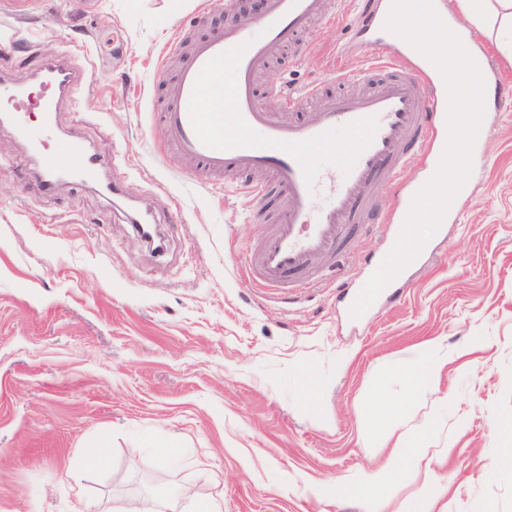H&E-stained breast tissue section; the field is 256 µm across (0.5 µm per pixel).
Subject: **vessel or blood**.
<instances>
[{"mask_svg":"<svg viewBox=\"0 0 512 512\" xmlns=\"http://www.w3.org/2000/svg\"><path fill=\"white\" fill-rule=\"evenodd\" d=\"M338 0H262L259 10L227 26L198 34L178 28L172 47L179 60L166 83L160 118L166 153L228 178L266 175L284 206L257 251L246 254L244 275L258 288H307L351 262V241L384 230L380 249L362 259L373 273L393 248L419 186L397 177L412 153L426 156L434 174L447 139V93L437 69L411 45L384 30L373 13L357 24L358 42L377 46L369 64L338 82L362 91L329 97L303 116L291 115L295 92L278 84L262 102L259 75L284 49L302 58V38L335 23ZM53 91L39 99L0 84V112H15L14 136L35 154L46 184L61 169L80 182L100 174L102 162L84 142L46 150L64 100L74 99L79 77L65 64L41 61ZM37 105L42 121L30 125L20 111ZM395 191L386 207L381 197Z\"/></svg>","mask_w":512,"mask_h":512,"instance_id":"1","label":"vessel or blood"}]
</instances>
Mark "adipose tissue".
Instances as JSON below:
<instances>
[{
    "label": "adipose tissue",
    "instance_id": "1",
    "mask_svg": "<svg viewBox=\"0 0 512 512\" xmlns=\"http://www.w3.org/2000/svg\"><path fill=\"white\" fill-rule=\"evenodd\" d=\"M461 13L469 25L478 31L507 32L512 34V0H459ZM436 342L418 347L408 352L390 371V379L400 381L404 390L399 398L388 399L374 394L363 403L364 410L373 418L365 428L368 443H379L383 437L376 424L377 418L391 420L406 415L414 405L416 397L435 387L447 365L446 359L439 357Z\"/></svg>",
    "mask_w": 512,
    "mask_h": 512
}]
</instances>
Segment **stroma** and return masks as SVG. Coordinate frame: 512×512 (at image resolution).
I'll return each mask as SVG.
<instances>
[{
	"mask_svg": "<svg viewBox=\"0 0 512 512\" xmlns=\"http://www.w3.org/2000/svg\"><path fill=\"white\" fill-rule=\"evenodd\" d=\"M0 0V79L32 83L22 52L86 73L58 133L77 136L121 195L45 190L27 149L0 129V512H109L159 474L176 512H365L340 485L383 466L362 439V403L400 388L389 371L436 340L448 367L394 434L444 456L437 483L391 474L393 512H512V98L488 104L472 195L436 233L399 300L350 323L336 283L256 288L261 242L238 185L159 152L161 54L182 25L207 30L229 0ZM346 0L340 24L278 71L298 90L341 92L364 64ZM178 449L174 464L155 450ZM106 454L104 465L95 458Z\"/></svg>",
	"mask_w": 512,
	"mask_h": 512,
	"instance_id": "stroma-1",
	"label": "stroma"
}]
</instances>
